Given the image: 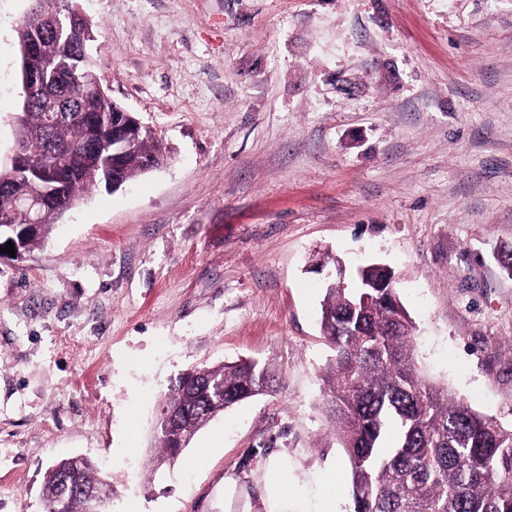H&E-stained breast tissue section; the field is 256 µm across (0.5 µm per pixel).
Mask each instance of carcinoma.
Here are the masks:
<instances>
[{"label":"carcinoma","mask_w":512,"mask_h":512,"mask_svg":"<svg viewBox=\"0 0 512 512\" xmlns=\"http://www.w3.org/2000/svg\"><path fill=\"white\" fill-rule=\"evenodd\" d=\"M70 0H36L17 30L16 52L29 38V22L45 25L65 16ZM46 89L65 94L86 118L63 120L46 131L42 109L33 104L16 128L20 143L50 137L68 152L65 163L47 157L44 169L56 190L76 203L89 189L102 190L101 165L91 142L98 134L94 120L133 122L109 95H91L84 84L60 81L67 64L96 72L92 59L78 58L76 42L50 37L34 55ZM133 145L125 153L118 186L147 172L145 162L163 165L167 149L144 125L134 126ZM27 189L14 178L0 189V215L15 212ZM61 213L52 205L43 223L1 224L0 244L19 246L24 254L38 250ZM395 272L379 263L363 267L360 287L328 283L320 307V327L334 355L323 381L327 405L351 467L353 512H512V430L480 414L438 387L418 370L413 353L414 324L394 288L386 287ZM368 301H362L363 294ZM224 383V400L235 405L252 398L264 381L272 386L271 364L239 360L203 365L179 378L162 397L153 467L175 463L190 438L222 413L213 402V383ZM44 512H87V494L101 502L109 492L86 458H67L47 468L42 481Z\"/></svg>","instance_id":"1"}]
</instances>
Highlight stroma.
<instances>
[{
    "label": "stroma",
    "instance_id": "stroma-1",
    "mask_svg": "<svg viewBox=\"0 0 512 512\" xmlns=\"http://www.w3.org/2000/svg\"><path fill=\"white\" fill-rule=\"evenodd\" d=\"M75 5L103 86L171 153L0 260V512H43L45 470L74 455L112 512H324L330 472L351 512L324 393L327 254L393 267L423 374L512 429V0ZM30 6L0 0L4 160ZM241 357L274 364L272 390L148 468L161 390Z\"/></svg>",
    "mask_w": 512,
    "mask_h": 512
}]
</instances>
